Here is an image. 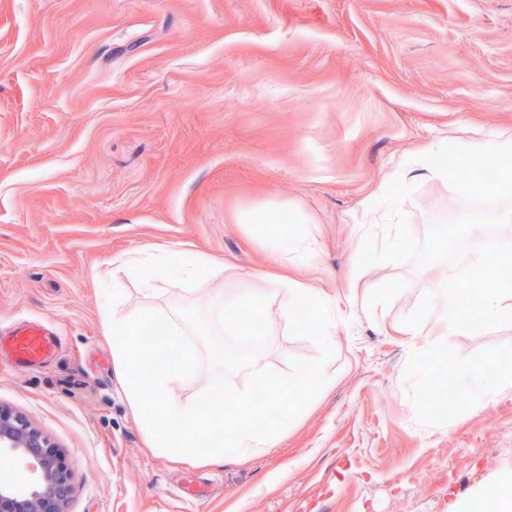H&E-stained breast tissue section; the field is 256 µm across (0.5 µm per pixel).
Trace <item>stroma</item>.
<instances>
[{
    "label": "stroma",
    "instance_id": "obj_1",
    "mask_svg": "<svg viewBox=\"0 0 512 512\" xmlns=\"http://www.w3.org/2000/svg\"><path fill=\"white\" fill-rule=\"evenodd\" d=\"M512 129V0H0V328L35 321L43 367L0 356V406L63 450L68 512H470L512 474V388L438 426L404 377L438 262L347 263L377 226L360 203L410 153ZM311 223L295 281L336 300L328 381L275 447L197 466L154 456L102 337L116 257L193 248L226 259L194 295L265 287L277 257L231 223L245 202ZM417 239L464 204L421 176ZM265 367L317 347L268 304Z\"/></svg>",
    "mask_w": 512,
    "mask_h": 512
}]
</instances>
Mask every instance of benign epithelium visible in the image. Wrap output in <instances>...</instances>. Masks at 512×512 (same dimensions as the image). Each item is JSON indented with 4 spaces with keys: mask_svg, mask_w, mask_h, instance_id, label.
<instances>
[{
    "mask_svg": "<svg viewBox=\"0 0 512 512\" xmlns=\"http://www.w3.org/2000/svg\"><path fill=\"white\" fill-rule=\"evenodd\" d=\"M0 455L32 460L38 477L34 487H0V512H67L71 484L63 452L24 418L0 408Z\"/></svg>",
    "mask_w": 512,
    "mask_h": 512,
    "instance_id": "benign-epithelium-1",
    "label": "benign epithelium"
}]
</instances>
